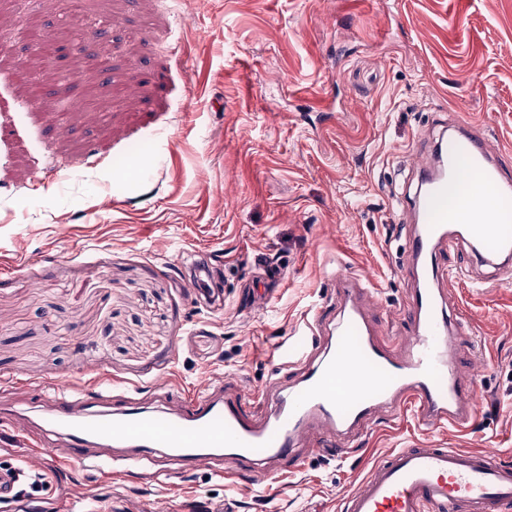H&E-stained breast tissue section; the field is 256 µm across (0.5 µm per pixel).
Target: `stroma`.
Returning <instances> with one entry per match:
<instances>
[{
  "label": "stroma",
  "instance_id": "1",
  "mask_svg": "<svg viewBox=\"0 0 512 512\" xmlns=\"http://www.w3.org/2000/svg\"><path fill=\"white\" fill-rule=\"evenodd\" d=\"M0 374L155 392L224 377L254 393L310 350L331 275L366 284L406 349L410 227L395 202L449 114L512 149V0H0ZM53 38L68 65L28 69ZM28 69L39 99L17 83ZM88 108L87 117L72 113ZM42 179L34 183L32 172ZM213 264L201 302L169 265ZM285 269L263 308L242 282ZM452 308L480 337L472 426L414 413L264 477L232 465L161 482L55 459L37 498L93 487L112 512H340L389 451L492 448L512 462V279L462 249Z\"/></svg>",
  "mask_w": 512,
  "mask_h": 512
}]
</instances>
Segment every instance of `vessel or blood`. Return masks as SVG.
I'll list each match as a JSON object with an SVG mask.
<instances>
[{"instance_id":"vessel-or-blood-1","label":"vessel or blood","mask_w":512,"mask_h":512,"mask_svg":"<svg viewBox=\"0 0 512 512\" xmlns=\"http://www.w3.org/2000/svg\"><path fill=\"white\" fill-rule=\"evenodd\" d=\"M438 146L402 200L416 220L409 252L421 264L407 303V355L370 337L354 289L343 288L337 335H323L315 321L318 358L303 354L281 365L257 396L221 379L177 394L163 383L161 405L149 407L129 389L61 378L36 406L42 445L62 448L78 467L117 474L144 468L169 479V462L186 473L228 459L251 476L270 460L294 465L310 441L328 455H346L349 428L375 416L393 420L408 406L427 426L468 424L477 391L462 370L481 360L447 307L442 282L449 272L437 248L457 239L487 260L512 257V155L458 117L439 131ZM452 192L469 205L458 234L448 212ZM490 197L496 207H487ZM341 512H512V464L486 449L397 448L344 495Z\"/></svg>"}]
</instances>
